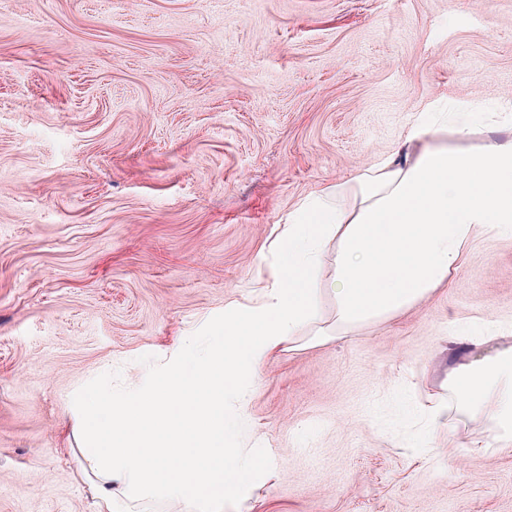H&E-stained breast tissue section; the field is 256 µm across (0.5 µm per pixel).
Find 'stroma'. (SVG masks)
<instances>
[{
    "label": "stroma",
    "instance_id": "stroma-1",
    "mask_svg": "<svg viewBox=\"0 0 512 512\" xmlns=\"http://www.w3.org/2000/svg\"><path fill=\"white\" fill-rule=\"evenodd\" d=\"M512 102V0H0V512H98L72 401L121 397L255 306L288 213L396 151L438 99ZM335 242L303 326L248 388L275 449L217 512H512V453L449 401L512 345V237L448 284L336 325ZM482 322L490 343L459 344ZM455 439L456 470L414 447Z\"/></svg>",
    "mask_w": 512,
    "mask_h": 512
}]
</instances>
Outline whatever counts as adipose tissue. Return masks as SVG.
I'll use <instances>...</instances> for the list:
<instances>
[{"mask_svg":"<svg viewBox=\"0 0 512 512\" xmlns=\"http://www.w3.org/2000/svg\"><path fill=\"white\" fill-rule=\"evenodd\" d=\"M471 129L450 102L420 114L402 133V150L321 188L289 214L261 302L225 310L215 345L184 348L150 390L116 400L104 386L84 389L75 416L99 512H112L116 480L202 505L252 482L257 469L238 443L246 414L240 393L303 324L317 323L323 241H338L330 286L336 323L348 327L398 313L447 284L478 230L512 235V141L476 153L423 144L442 133L463 139ZM453 394L478 404L500 451L512 450V346L474 361Z\"/></svg>","mask_w":512,"mask_h":512,"instance_id":"ef3b65f1","label":"adipose tissue"}]
</instances>
